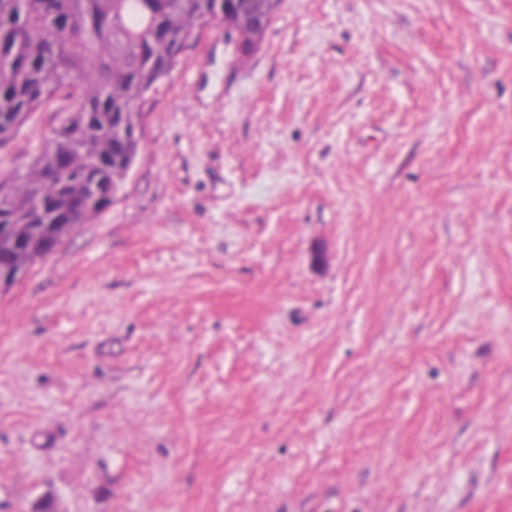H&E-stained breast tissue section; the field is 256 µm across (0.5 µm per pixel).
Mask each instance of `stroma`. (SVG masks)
<instances>
[{"label": "stroma", "instance_id": "1", "mask_svg": "<svg viewBox=\"0 0 512 512\" xmlns=\"http://www.w3.org/2000/svg\"><path fill=\"white\" fill-rule=\"evenodd\" d=\"M236 57L0 288V507L512 512V0H283Z\"/></svg>", "mask_w": 512, "mask_h": 512}]
</instances>
